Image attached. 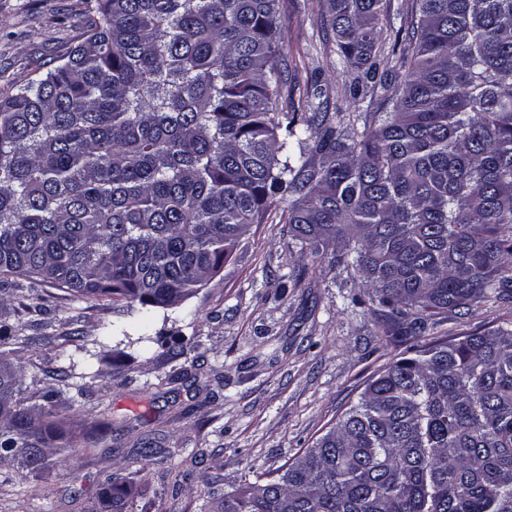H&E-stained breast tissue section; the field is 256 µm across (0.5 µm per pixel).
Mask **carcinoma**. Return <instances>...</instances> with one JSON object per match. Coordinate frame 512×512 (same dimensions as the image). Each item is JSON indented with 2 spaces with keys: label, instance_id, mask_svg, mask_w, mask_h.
Here are the masks:
<instances>
[{
  "label": "carcinoma",
  "instance_id": "cac0c4a2",
  "mask_svg": "<svg viewBox=\"0 0 512 512\" xmlns=\"http://www.w3.org/2000/svg\"><path fill=\"white\" fill-rule=\"evenodd\" d=\"M375 79L382 0H324ZM389 112L362 131L285 110L277 0H96L79 42L0 97V286L173 307L288 198L316 255L359 267L402 357L277 479L215 512H512V327L425 340L512 300V0H417ZM0 448L28 472L74 432L18 397ZM104 507L123 512L117 484Z\"/></svg>",
  "mask_w": 512,
  "mask_h": 512
}]
</instances>
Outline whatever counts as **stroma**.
I'll use <instances>...</instances> for the list:
<instances>
[{
	"mask_svg": "<svg viewBox=\"0 0 512 512\" xmlns=\"http://www.w3.org/2000/svg\"><path fill=\"white\" fill-rule=\"evenodd\" d=\"M95 0H0V92L44 73L80 41ZM415 0H382L381 70L392 85ZM276 64L300 115L346 124L380 110L387 93L355 94L362 71L344 66L323 0H280ZM287 200L207 284L181 304L153 308L77 297L17 278L6 300L7 340L22 395L44 401L76 433L96 437L50 474L0 461V512H97L111 478L125 512H211L213 492L277 478L313 447L367 383L397 359L382 311L358 268H337L296 245ZM512 323V303L488 300L440 315L431 338ZM163 453L145 461L140 444Z\"/></svg>",
	"mask_w": 512,
	"mask_h": 512,
	"instance_id": "obj_1",
	"label": "stroma"
}]
</instances>
